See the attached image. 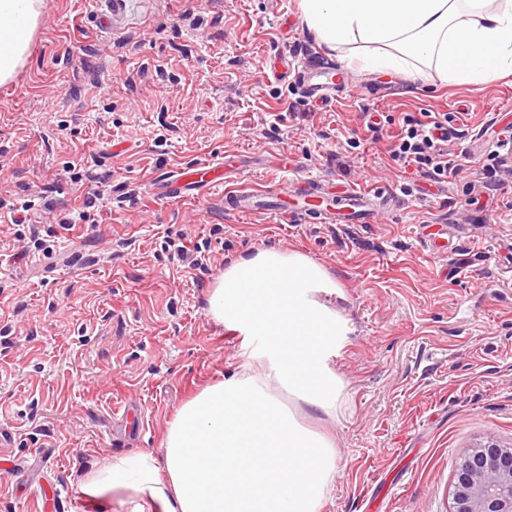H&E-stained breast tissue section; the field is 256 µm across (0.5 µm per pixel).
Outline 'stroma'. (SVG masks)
I'll return each instance as SVG.
<instances>
[{
    "label": "stroma",
    "mask_w": 512,
    "mask_h": 512,
    "mask_svg": "<svg viewBox=\"0 0 512 512\" xmlns=\"http://www.w3.org/2000/svg\"><path fill=\"white\" fill-rule=\"evenodd\" d=\"M101 27L87 0H42L25 65L0 86V198L34 201L27 223L52 224L49 204L81 206L87 186L65 167L97 159L112 173L97 221L61 232L51 255H22L0 223V512H131L124 494H94L107 461L160 454L168 424L201 389L239 371L264 341L219 326L206 296L248 252L299 250L326 266L349 327L333 367L344 393L332 418L293 403L304 425L336 443L322 512H448L467 448L512 442V182L472 205L487 154L476 133L512 136V74L488 86L438 75L355 73L360 89L304 111L281 58L329 52L299 0H126ZM444 112L448 147L470 171L429 194L401 193L386 142L363 114ZM360 142L344 161L336 151ZM260 153L238 178L262 188L310 175L398 193L373 224H301L238 216L214 191L159 200L149 186L221 154ZM287 153L290 168L271 165ZM448 227L433 260L424 225ZM200 244L194 268L163 252L164 232Z\"/></svg>",
    "instance_id": "obj_1"
}]
</instances>
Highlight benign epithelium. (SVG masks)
<instances>
[{
  "label": "benign epithelium",
  "mask_w": 512,
  "mask_h": 512,
  "mask_svg": "<svg viewBox=\"0 0 512 512\" xmlns=\"http://www.w3.org/2000/svg\"><path fill=\"white\" fill-rule=\"evenodd\" d=\"M449 512H512V445L488 437L463 455Z\"/></svg>",
  "instance_id": "benign-epithelium-1"
}]
</instances>
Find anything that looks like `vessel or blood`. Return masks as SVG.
I'll use <instances>...</instances> for the list:
<instances>
[{
	"label": "vessel or blood",
	"instance_id": "b4317fda",
	"mask_svg": "<svg viewBox=\"0 0 512 512\" xmlns=\"http://www.w3.org/2000/svg\"><path fill=\"white\" fill-rule=\"evenodd\" d=\"M287 73L301 97L318 106L332 103L352 85L346 70L318 57L288 63ZM234 165V159L224 155L180 169L173 179L164 182L160 195L166 199L181 198L195 190L219 187L224 191V204L231 212L242 215L286 213L298 221L322 224H372L379 213L391 212L396 207L392 193L353 185L335 190L310 177L292 190L284 184L256 190L238 189L230 186L225 176L226 169Z\"/></svg>",
	"mask_w": 512,
	"mask_h": 512
}]
</instances>
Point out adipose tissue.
I'll return each instance as SVG.
<instances>
[{"label":"adipose tissue","instance_id":"ef3b65f1","mask_svg":"<svg viewBox=\"0 0 512 512\" xmlns=\"http://www.w3.org/2000/svg\"><path fill=\"white\" fill-rule=\"evenodd\" d=\"M41 0H0V85L24 66ZM319 43L360 70H435L462 83L512 73V0H301ZM326 267L269 247L237 258L208 294L217 323L265 339L242 372L188 401L162 458L103 468L99 492L148 497L157 512H320L336 470L333 440L301 424L280 391L333 417L344 390L330 365L345 322Z\"/></svg>","mask_w":512,"mask_h":512}]
</instances>
